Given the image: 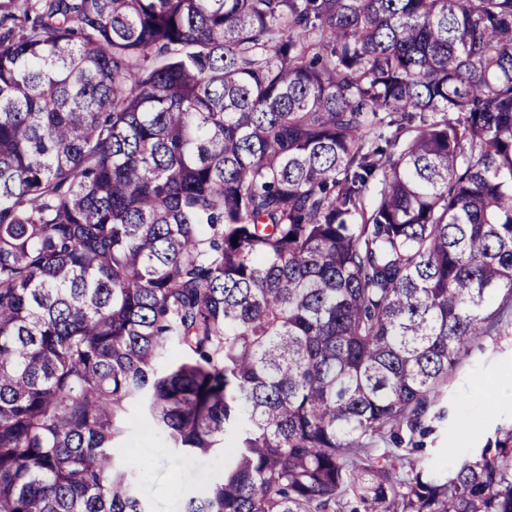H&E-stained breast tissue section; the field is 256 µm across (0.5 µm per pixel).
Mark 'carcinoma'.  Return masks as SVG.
Wrapping results in <instances>:
<instances>
[{
  "instance_id": "1",
  "label": "carcinoma",
  "mask_w": 512,
  "mask_h": 512,
  "mask_svg": "<svg viewBox=\"0 0 512 512\" xmlns=\"http://www.w3.org/2000/svg\"><path fill=\"white\" fill-rule=\"evenodd\" d=\"M509 324L512 0H0V512H150L134 406L180 512H512L399 453ZM126 446L132 448L138 460H144L137 478V489L147 500L153 512H178L173 507L179 503L175 493L183 498L198 495L207 484H202L206 476L209 483L224 471V458L221 456H197L186 459L177 450H169L164 456L162 440L155 436L132 431L128 434Z\"/></svg>"
}]
</instances>
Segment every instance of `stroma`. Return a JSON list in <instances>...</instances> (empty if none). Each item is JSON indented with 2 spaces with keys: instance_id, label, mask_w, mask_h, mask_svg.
<instances>
[{
  "instance_id": "obj_1",
  "label": "stroma",
  "mask_w": 512,
  "mask_h": 512,
  "mask_svg": "<svg viewBox=\"0 0 512 512\" xmlns=\"http://www.w3.org/2000/svg\"><path fill=\"white\" fill-rule=\"evenodd\" d=\"M512 370V334L489 336L474 344L456 376L443 388L438 405L446 416L432 419L424 439L423 457L429 466L445 470L448 450L482 447L495 427L512 420V397L501 399L497 389L504 372ZM126 445L145 466L138 474L137 489L152 512H175L178 497L198 495L203 479H216L224 470L222 457L185 458L177 450L156 455L159 437L130 432Z\"/></svg>"
}]
</instances>
